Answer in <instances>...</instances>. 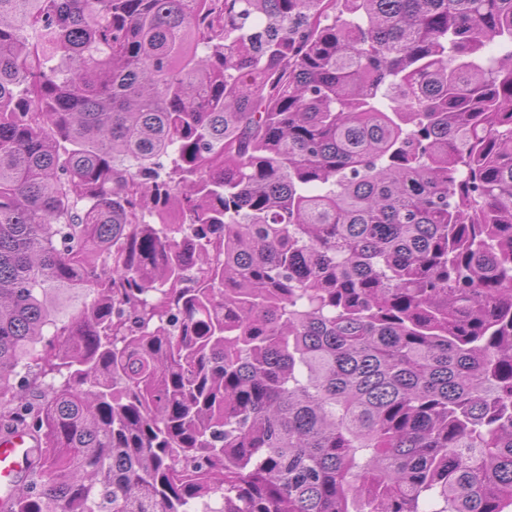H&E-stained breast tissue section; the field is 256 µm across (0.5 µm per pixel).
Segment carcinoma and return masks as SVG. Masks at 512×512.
Here are the masks:
<instances>
[{"instance_id": "obj_1", "label": "carcinoma", "mask_w": 512, "mask_h": 512, "mask_svg": "<svg viewBox=\"0 0 512 512\" xmlns=\"http://www.w3.org/2000/svg\"><path fill=\"white\" fill-rule=\"evenodd\" d=\"M2 417L6 512H512V0H0ZM33 441L25 429H18L11 434L0 436V489L7 488L1 496L4 501L12 497L18 481L27 474Z\"/></svg>"}]
</instances>
